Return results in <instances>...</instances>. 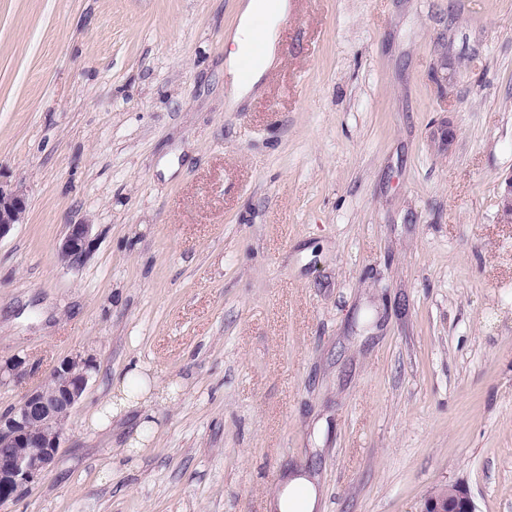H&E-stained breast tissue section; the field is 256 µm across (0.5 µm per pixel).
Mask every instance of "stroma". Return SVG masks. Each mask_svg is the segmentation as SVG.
Segmentation results:
<instances>
[{"label":"stroma","instance_id":"1","mask_svg":"<svg viewBox=\"0 0 512 512\" xmlns=\"http://www.w3.org/2000/svg\"><path fill=\"white\" fill-rule=\"evenodd\" d=\"M238 3L0 0V414L95 364L0 512H271L297 470L319 512H512V0H288L235 103ZM137 363L165 398L97 429ZM27 206L22 186L4 184L0 178V240L8 236L16 224H22ZM93 246L91 225L70 224L67 225L64 235L57 245V254L64 264L78 266L85 261ZM420 512H476L468 490L461 485H442L424 497Z\"/></svg>","mask_w":512,"mask_h":512}]
</instances>
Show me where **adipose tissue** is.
<instances>
[{
  "label": "adipose tissue",
  "instance_id": "obj_1",
  "mask_svg": "<svg viewBox=\"0 0 512 512\" xmlns=\"http://www.w3.org/2000/svg\"><path fill=\"white\" fill-rule=\"evenodd\" d=\"M288 10L287 0H240L238 23L232 36L236 46L227 60V68L234 79L231 95L234 100L247 97L276 61L278 27ZM259 49L260 56L248 81L237 79L238 66L243 54ZM139 369H131L124 375L115 376L112 381V399L99 407L92 415L94 423L102 428L110 427L113 419L120 417L140 404L158 398L159 386L144 384L139 392H131V379L139 377ZM318 491L314 482L306 475L292 477L277 496L278 512H315Z\"/></svg>",
  "mask_w": 512,
  "mask_h": 512
}]
</instances>
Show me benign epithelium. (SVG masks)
Wrapping results in <instances>:
<instances>
[{
    "mask_svg": "<svg viewBox=\"0 0 512 512\" xmlns=\"http://www.w3.org/2000/svg\"><path fill=\"white\" fill-rule=\"evenodd\" d=\"M28 199L22 186L0 181V240L22 223ZM94 246L91 225L69 224L57 245L60 260L78 266ZM93 361L77 354L61 361L47 385L29 390L0 416V505L24 494L54 465L72 410L83 397ZM421 512H476L468 490L442 485L424 497Z\"/></svg>",
    "mask_w": 512,
    "mask_h": 512,
    "instance_id": "7a95c632",
    "label": "benign epithelium"
}]
</instances>
